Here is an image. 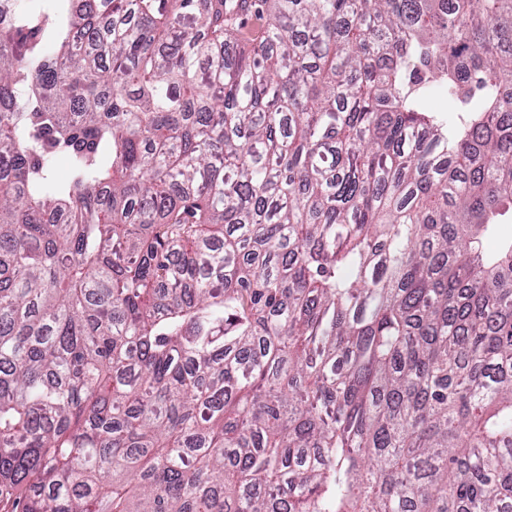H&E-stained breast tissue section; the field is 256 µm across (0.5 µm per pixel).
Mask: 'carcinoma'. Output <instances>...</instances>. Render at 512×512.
Masks as SVG:
<instances>
[{"mask_svg":"<svg viewBox=\"0 0 512 512\" xmlns=\"http://www.w3.org/2000/svg\"><path fill=\"white\" fill-rule=\"evenodd\" d=\"M51 2L0 15V512H512V0Z\"/></svg>","mask_w":512,"mask_h":512,"instance_id":"obj_1","label":"carcinoma"}]
</instances>
